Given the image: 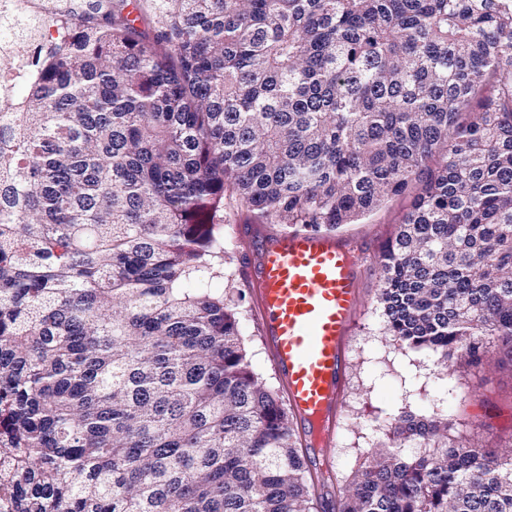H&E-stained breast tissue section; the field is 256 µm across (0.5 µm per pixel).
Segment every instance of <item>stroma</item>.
Returning a JSON list of instances; mask_svg holds the SVG:
<instances>
[{"label": "stroma", "instance_id": "1", "mask_svg": "<svg viewBox=\"0 0 512 512\" xmlns=\"http://www.w3.org/2000/svg\"><path fill=\"white\" fill-rule=\"evenodd\" d=\"M424 185V180L414 181L340 232L361 267V306L349 338L348 384L336 438L327 455L329 470L346 484L354 481L370 448L385 440L389 417L404 410L418 417L447 419L451 446L474 444L494 455H512V359L491 349L479 365H458L450 377L431 357L393 344L377 317L378 266ZM212 286L234 288L253 368L264 378L274 379L255 325L249 288L238 278L216 280Z\"/></svg>", "mask_w": 512, "mask_h": 512}]
</instances>
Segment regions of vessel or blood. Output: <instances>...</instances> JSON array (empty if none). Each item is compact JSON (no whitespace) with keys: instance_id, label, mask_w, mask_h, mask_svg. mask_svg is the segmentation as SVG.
<instances>
[{"instance_id":"obj_1","label":"vessel or blood","mask_w":512,"mask_h":512,"mask_svg":"<svg viewBox=\"0 0 512 512\" xmlns=\"http://www.w3.org/2000/svg\"><path fill=\"white\" fill-rule=\"evenodd\" d=\"M251 250L240 271L250 283L256 323L291 415L321 456L336 435L347 380V338L360 310L358 258L332 234L269 235L239 224Z\"/></svg>"}]
</instances>
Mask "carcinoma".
Masks as SVG:
<instances>
[{
	"label": "carcinoma",
	"instance_id": "cac0c4a2",
	"mask_svg": "<svg viewBox=\"0 0 512 512\" xmlns=\"http://www.w3.org/2000/svg\"><path fill=\"white\" fill-rule=\"evenodd\" d=\"M0 61V492L13 512H314L239 312L226 191L337 232L428 174L385 333L512 354V0H109ZM25 91L18 92V84ZM465 112L475 117L464 122ZM339 512H512V457L392 417Z\"/></svg>",
	"mask_w": 512,
	"mask_h": 512
}]
</instances>
